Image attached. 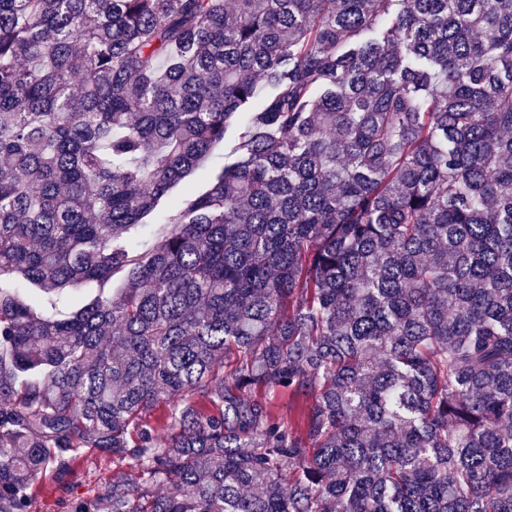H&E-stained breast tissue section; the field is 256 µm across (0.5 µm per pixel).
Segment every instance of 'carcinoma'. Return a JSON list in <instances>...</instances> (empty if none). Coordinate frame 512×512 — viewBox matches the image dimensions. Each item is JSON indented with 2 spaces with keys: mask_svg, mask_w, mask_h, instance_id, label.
Segmentation results:
<instances>
[{
  "mask_svg": "<svg viewBox=\"0 0 512 512\" xmlns=\"http://www.w3.org/2000/svg\"><path fill=\"white\" fill-rule=\"evenodd\" d=\"M91 451L69 512H512V0H0V512ZM237 128L238 123L235 122L229 128L224 142H221L212 148L203 165L192 172L173 189L171 194L173 200H178L191 193L203 190L206 187L211 174L224 167V161L227 162L229 150L234 143ZM164 222L163 218L155 217L131 229L130 236L138 251L149 250L160 242L167 230V225ZM98 288L99 287L96 284L90 283L77 289L68 290L62 295L60 300H57V310L61 312H68L73 306L94 297L99 291Z\"/></svg>",
  "mask_w": 512,
  "mask_h": 512,
  "instance_id": "1",
  "label": "carcinoma"
}]
</instances>
